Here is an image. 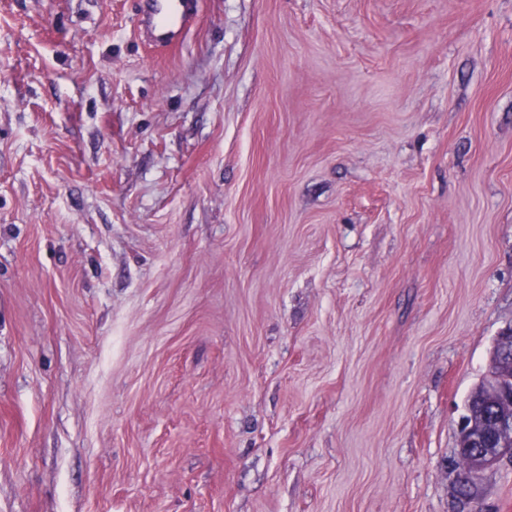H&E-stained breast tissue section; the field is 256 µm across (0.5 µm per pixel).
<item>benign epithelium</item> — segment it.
<instances>
[{"label": "benign epithelium", "mask_w": 512, "mask_h": 512, "mask_svg": "<svg viewBox=\"0 0 512 512\" xmlns=\"http://www.w3.org/2000/svg\"><path fill=\"white\" fill-rule=\"evenodd\" d=\"M486 387L504 408L489 420L478 416L459 436L457 451L470 459L466 479L461 481L466 487L482 471L512 461V327L497 338Z\"/></svg>", "instance_id": "1"}]
</instances>
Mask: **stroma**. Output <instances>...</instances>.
I'll list each match as a JSON object with an SVG mask.
<instances>
[{"label":"stroma","instance_id":"35a3bbf8","mask_svg":"<svg viewBox=\"0 0 512 512\" xmlns=\"http://www.w3.org/2000/svg\"><path fill=\"white\" fill-rule=\"evenodd\" d=\"M509 326L512 0H0V512H461ZM146 3V24L154 42L180 43L194 0H142Z\"/></svg>","mask_w":512,"mask_h":512}]
</instances>
